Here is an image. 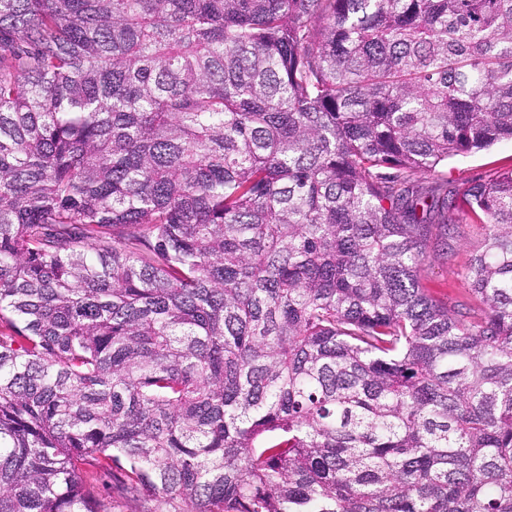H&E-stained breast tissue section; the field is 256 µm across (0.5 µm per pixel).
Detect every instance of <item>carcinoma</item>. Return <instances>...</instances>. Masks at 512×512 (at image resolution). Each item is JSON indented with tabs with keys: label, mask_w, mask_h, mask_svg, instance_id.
Wrapping results in <instances>:
<instances>
[{
	"label": "carcinoma",
	"mask_w": 512,
	"mask_h": 512,
	"mask_svg": "<svg viewBox=\"0 0 512 512\" xmlns=\"http://www.w3.org/2000/svg\"><path fill=\"white\" fill-rule=\"evenodd\" d=\"M503 139L512 0H0V512H512ZM512 168V141L501 140L490 149L455 156L437 168L448 181L455 184L485 180L494 171ZM484 234L485 228L482 224L474 223L468 216L461 215L448 260L441 257L425 267L422 282L432 296L448 300L449 303L468 300L467 287L461 272Z\"/></svg>",
	"instance_id": "1"
}]
</instances>
